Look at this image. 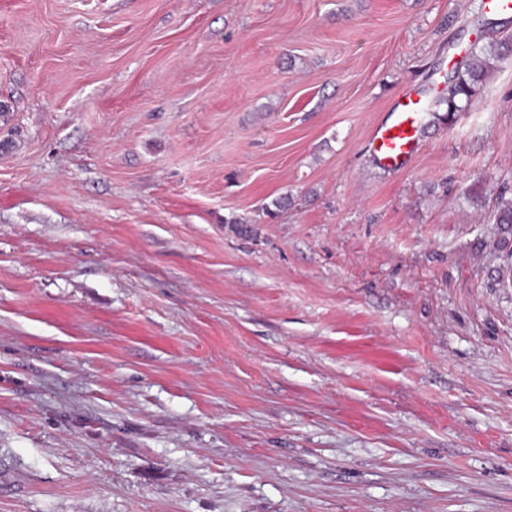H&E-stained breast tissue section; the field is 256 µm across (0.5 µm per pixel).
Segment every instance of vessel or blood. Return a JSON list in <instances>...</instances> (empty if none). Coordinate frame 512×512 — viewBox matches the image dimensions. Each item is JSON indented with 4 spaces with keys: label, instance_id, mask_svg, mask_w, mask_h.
Listing matches in <instances>:
<instances>
[{
    "label": "vessel or blood",
    "instance_id": "1",
    "mask_svg": "<svg viewBox=\"0 0 512 512\" xmlns=\"http://www.w3.org/2000/svg\"><path fill=\"white\" fill-rule=\"evenodd\" d=\"M422 109V99L405 97L398 102L394 112L375 127L370 147L384 168L400 170L418 152V118Z\"/></svg>",
    "mask_w": 512,
    "mask_h": 512
}]
</instances>
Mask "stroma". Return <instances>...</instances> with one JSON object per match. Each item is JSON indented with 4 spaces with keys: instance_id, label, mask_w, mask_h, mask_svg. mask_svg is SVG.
<instances>
[{
    "instance_id": "1",
    "label": "stroma",
    "mask_w": 512,
    "mask_h": 512,
    "mask_svg": "<svg viewBox=\"0 0 512 512\" xmlns=\"http://www.w3.org/2000/svg\"><path fill=\"white\" fill-rule=\"evenodd\" d=\"M481 2L0 0V512H512ZM503 55L497 46L479 48L471 52L463 66L455 70L454 76L449 81L448 97L443 100L446 104V112H464L471 105L476 85L498 62ZM422 109L421 97L414 99L409 95L398 101L394 112H389L387 119L375 127L370 147L384 168L400 170L419 151L418 118Z\"/></svg>"
}]
</instances>
